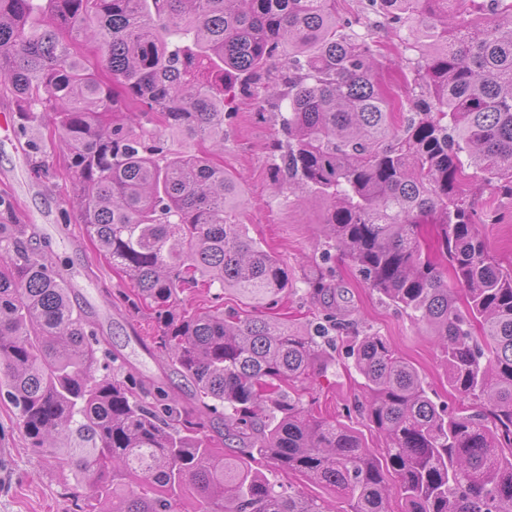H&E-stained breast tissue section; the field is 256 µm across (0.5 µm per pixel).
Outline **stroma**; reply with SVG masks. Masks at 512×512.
<instances>
[{"mask_svg": "<svg viewBox=\"0 0 512 512\" xmlns=\"http://www.w3.org/2000/svg\"><path fill=\"white\" fill-rule=\"evenodd\" d=\"M280 136L276 112L260 109L257 98H242L224 123L220 155L225 169L239 177L243 187L237 222L288 266L291 285L275 309L276 316L304 331L324 323L330 309L308 290L310 277L324 273L342 295L339 316L349 320L351 332L386 339L417 368L434 402H454L434 337L382 301L347 262L325 256L322 200L300 203L292 193L274 188L276 160L271 144ZM65 157L64 146L46 123L0 137V196L13 204L14 223L27 225L34 243L46 247L62 274L79 289L113 351L143 376L186 397L183 380L172 373L152 341L156 323L149 311L135 308L129 284L88 242L83 226L64 223L62 212L72 193ZM468 194L482 217L479 230L491 253L512 260V197L480 181L470 185ZM362 382L341 341L331 352L327 372L314 376L309 396L323 412L355 428L370 447L378 448L382 445L378 433L358 409L364 400ZM65 481L61 469L29 448L13 408L0 401V512H69L71 504L61 494Z\"/></svg>", "mask_w": 512, "mask_h": 512, "instance_id": "stroma-1", "label": "stroma"}]
</instances>
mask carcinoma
<instances>
[{"label":"carcinoma","mask_w":512,"mask_h":512,"mask_svg":"<svg viewBox=\"0 0 512 512\" xmlns=\"http://www.w3.org/2000/svg\"><path fill=\"white\" fill-rule=\"evenodd\" d=\"M410 29L421 94L384 88L378 42L337 0H0V89L24 127L68 145L88 240L155 313V343L191 401L153 392L114 357L21 224L0 223V400L31 447L71 472L78 512H333L284 486L292 471L344 512H512V263L479 233V179L512 196V0H366ZM277 88L274 182L326 203L327 249L436 337V404L379 336L352 337L368 447L290 395L329 363L315 338L264 314L183 302L217 286L255 301L288 270L235 221L236 178L214 162L224 108ZM160 124L207 148L171 150ZM84 448H65L73 437ZM275 479L279 482H283L285 484L291 483L293 486L297 487L300 490H303L307 494H316L321 495L325 499L332 502L334 506V512H343V510L347 509V505L344 500L338 498L333 492L319 488L314 486L306 481L302 476L296 473H283L277 472L273 473Z\"/></svg>","instance_id":"1"}]
</instances>
